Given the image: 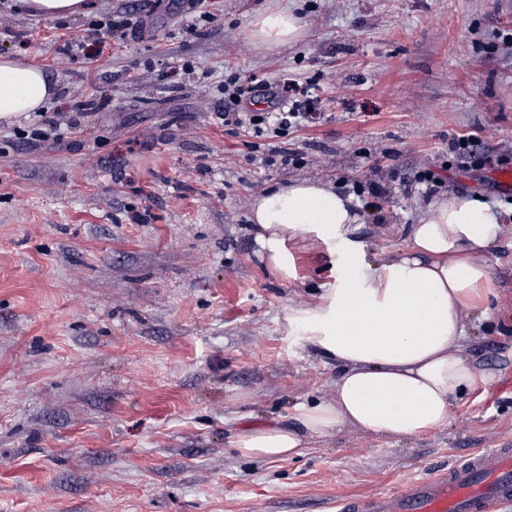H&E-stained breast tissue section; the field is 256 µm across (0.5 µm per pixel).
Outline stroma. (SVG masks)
Wrapping results in <instances>:
<instances>
[{"instance_id": "stroma-1", "label": "stroma", "mask_w": 512, "mask_h": 512, "mask_svg": "<svg viewBox=\"0 0 512 512\" xmlns=\"http://www.w3.org/2000/svg\"><path fill=\"white\" fill-rule=\"evenodd\" d=\"M86 2L43 17L0 0L26 33L0 56L49 77L41 119L74 121L35 145L29 120L0 121V512H336L512 442V191L488 179L512 166V0H200L201 36L179 0H141L138 35L59 58L62 40L133 3ZM288 6L299 40L253 37L259 13ZM231 72L320 88L317 117L278 140L287 165L221 124L205 83ZM82 94L101 108L76 112ZM461 137L475 142L463 160ZM427 169L442 187L413 184ZM306 178L360 186V221L349 244H291L285 278L250 203ZM475 195L505 222L488 253L497 297L467 317L489 382L423 436L346 430L286 460L240 456L241 430L295 418L340 372L291 311L404 250L428 202ZM187 4L188 8L184 14L185 29L192 35H200L211 23L212 18L206 12L199 11L196 2L187 1Z\"/></svg>"}]
</instances>
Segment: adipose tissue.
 Wrapping results in <instances>:
<instances>
[{
  "mask_svg": "<svg viewBox=\"0 0 512 512\" xmlns=\"http://www.w3.org/2000/svg\"><path fill=\"white\" fill-rule=\"evenodd\" d=\"M300 32L288 9L265 11L254 22L255 37L266 44L292 42ZM53 94L41 68L0 57V120L29 117ZM251 220L255 242L287 277L289 242L345 238L360 217L353 197L302 179L254 197ZM502 231L499 214L482 199L434 201L413 225L406 250L325 289L317 307L297 310L306 342L342 368L333 394L302 406L295 424L243 429L239 454L275 461L344 428L420 436L446 426L454 399L478 380L466 354L465 318L489 293L485 254Z\"/></svg>",
  "mask_w": 512,
  "mask_h": 512,
  "instance_id": "obj_1",
  "label": "adipose tissue"
}]
</instances>
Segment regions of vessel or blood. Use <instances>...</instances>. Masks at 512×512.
<instances>
[{
    "mask_svg": "<svg viewBox=\"0 0 512 512\" xmlns=\"http://www.w3.org/2000/svg\"><path fill=\"white\" fill-rule=\"evenodd\" d=\"M512 503V445L486 448L398 487L342 500L338 512H501Z\"/></svg>",
    "mask_w": 512,
    "mask_h": 512,
    "instance_id": "obj_1",
    "label": "vessel or blood"
}]
</instances>
